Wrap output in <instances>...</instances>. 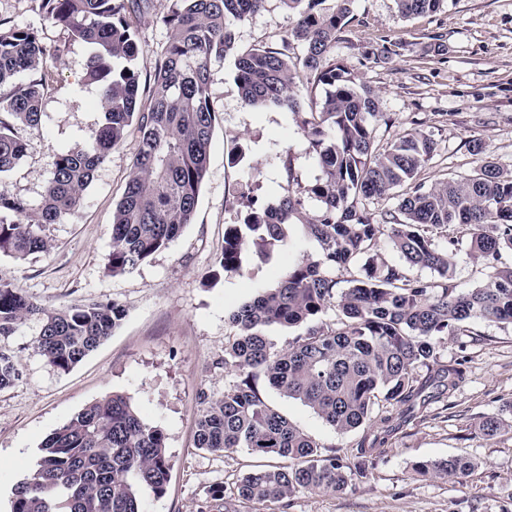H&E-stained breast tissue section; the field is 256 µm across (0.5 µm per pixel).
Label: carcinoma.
Returning a JSON list of instances; mask_svg holds the SVG:
<instances>
[{"instance_id": "obj_1", "label": "carcinoma", "mask_w": 512, "mask_h": 512, "mask_svg": "<svg viewBox=\"0 0 512 512\" xmlns=\"http://www.w3.org/2000/svg\"><path fill=\"white\" fill-rule=\"evenodd\" d=\"M39 9L66 38L47 45L38 31L0 16V174L21 160L19 134L38 124L45 91L54 83L51 60L70 42L93 48L84 79L100 89L102 123L90 145L51 156V177L36 206L0 189V252L17 260L44 252L43 227L71 216L83 191L112 149L129 131L137 133L134 160L123 195L112 214L108 270L129 273L166 248L193 222L207 174L217 116L209 98L211 65L234 56L235 81L249 106L288 109L309 143L319 174L306 180L291 159L283 160L277 200L265 204L240 193V220L224 229L216 269L205 276L243 270L250 247L268 258L288 243L300 225L316 251L288 264L277 284L242 303L229 316L235 328L224 350V366L241 378L220 397L203 396L196 447L213 454L244 448L282 458L244 475L232 487L208 490L205 512H231L232 502L254 512H278L300 491L343 493L363 476L370 449L359 460L325 455L320 445L260 394V378L280 394L301 401L332 428L388 426L385 402L415 409L427 387L449 391L463 372L442 366L425 381L415 370L437 361V340L458 336L473 321L512 324V267H501L512 252V171L485 157L474 171L426 189L416 177L435 151L417 132L387 146H375L378 127L392 124L368 88L353 85L344 66L328 60L329 49L353 18L354 0H282L298 12L282 47L239 49L233 26L258 12L265 0H170L159 22L169 40L153 77L143 86L134 65L136 28L151 0H38ZM413 17L440 10L445 0H394ZM302 57L288 56L291 45ZM390 196L394 211L373 222L368 204ZM316 202L314 212L305 201ZM457 224L470 238V255L492 269L488 281L463 290L455 279L456 252L438 247L432 232ZM387 235L402 261L378 254ZM415 267L438 274L412 275ZM353 273L339 287L336 271ZM336 304L339 318L321 320ZM125 316L114 303L41 307L19 288L0 281V335L29 321L39 324L34 348L51 367L68 371L112 335ZM304 326L278 349L272 327ZM18 380L10 355L0 352V389ZM39 467L19 481L12 512H143L140 491L160 497L167 490L170 456L164 429L144 420L129 399L112 393L86 406L43 442ZM475 468L465 457L417 465L423 474L464 478Z\"/></svg>"}]
</instances>
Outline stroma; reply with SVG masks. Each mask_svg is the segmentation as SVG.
I'll return each instance as SVG.
<instances>
[{
	"instance_id": "1",
	"label": "stroma",
	"mask_w": 512,
	"mask_h": 512,
	"mask_svg": "<svg viewBox=\"0 0 512 512\" xmlns=\"http://www.w3.org/2000/svg\"><path fill=\"white\" fill-rule=\"evenodd\" d=\"M170 0H152L138 25L136 65L152 75L168 40L158 18ZM0 15L37 30L45 43L61 37L37 0H0ZM298 15L282 0L234 30L239 48L281 45ZM91 46L71 43L52 62L55 81L45 93L38 125L23 128L26 151L0 175V187L37 202L50 178L53 153L86 146L102 120L97 85L84 79ZM329 57L346 66L356 86L375 91L381 111L395 123L377 131L379 145L413 130L429 136L436 151L418 175L431 186L470 174L483 145L484 155L512 170V0H446L436 13L402 17L394 0H355L353 19L339 34ZM234 59L211 66L209 96L214 125L208 172L192 224L169 246L132 272L107 271L112 248V212L130 172L135 139L113 149L82 195L78 211L47 225V251L19 262L0 253V279L48 309L87 302H117L124 319L97 349L69 371L48 366L35 350L36 323L0 335V351L10 354L19 379L0 390V512H11L13 489L38 467L41 445L55 429L87 405L117 392L128 396L141 416L161 425L172 455L162 497L144 493V512H203L209 487L232 485L267 458L237 450L224 455L195 446L202 395L219 396L237 371L224 364V348L235 330L228 316L263 289L274 287L277 272L313 253L315 244L292 227L287 247L269 260L246 253L244 270L208 283L224 247V227L235 223L232 202L245 184L273 201L283 176L282 154H290L306 178L318 169L308 142L290 113L275 106L255 108L242 101L234 80ZM457 239L456 280L463 289L489 276L469 254V240L456 226L435 234L439 246ZM470 335L439 340L438 360L461 364L464 379L450 396L427 399L413 416L399 420L377 447L365 477L342 494L300 492L287 512H512V429L485 435L482 417L512 403V325L471 324ZM258 388L267 403L288 417L327 451L354 458L363 429L339 432L300 401L266 382ZM454 455L476 467L458 479L423 475L420 462Z\"/></svg>"
}]
</instances>
